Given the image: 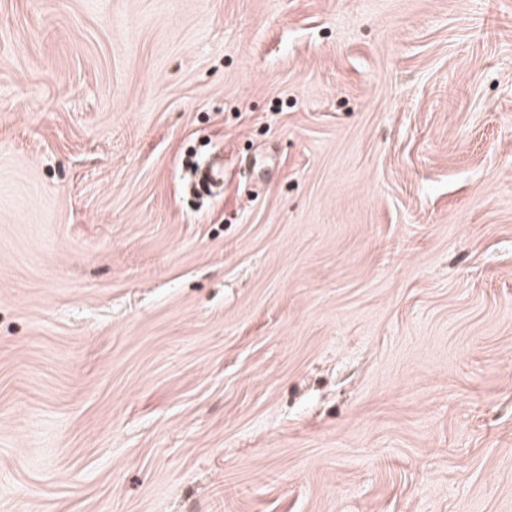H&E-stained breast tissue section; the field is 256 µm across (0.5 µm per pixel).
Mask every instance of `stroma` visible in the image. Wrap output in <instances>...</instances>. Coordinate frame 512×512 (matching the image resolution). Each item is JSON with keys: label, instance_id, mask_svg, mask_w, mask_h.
Returning a JSON list of instances; mask_svg holds the SVG:
<instances>
[{"label": "stroma", "instance_id": "stroma-1", "mask_svg": "<svg viewBox=\"0 0 512 512\" xmlns=\"http://www.w3.org/2000/svg\"><path fill=\"white\" fill-rule=\"evenodd\" d=\"M0 512H512V0H0Z\"/></svg>", "mask_w": 512, "mask_h": 512}]
</instances>
